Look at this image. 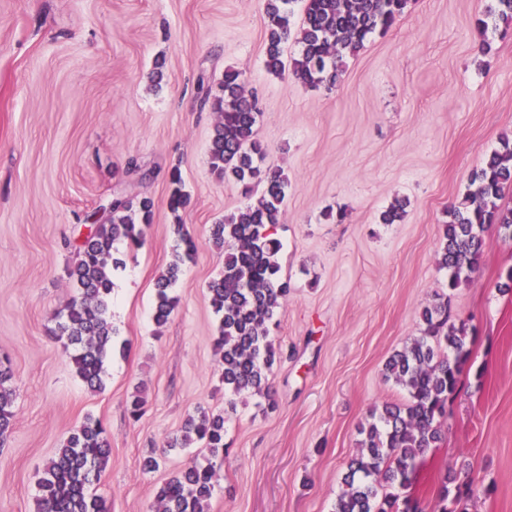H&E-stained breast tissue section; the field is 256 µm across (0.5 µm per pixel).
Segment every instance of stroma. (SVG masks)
<instances>
[{
    "label": "stroma",
    "mask_w": 512,
    "mask_h": 512,
    "mask_svg": "<svg viewBox=\"0 0 512 512\" xmlns=\"http://www.w3.org/2000/svg\"><path fill=\"white\" fill-rule=\"evenodd\" d=\"M486 4L414 0L328 91L266 71L261 0H0V356L16 387L0 512H36L47 461L89 414L112 448L95 487L112 512H153L159 486L203 459L204 449L164 445L196 408L226 402L206 291L224 254L209 229L246 197L210 168L218 115L201 108L199 86L228 67L257 98L268 164L289 180L277 236L290 293L274 333L278 406L236 397L209 512H332L370 409L406 397L385 381L386 359L418 336L421 310L443 292L452 320L477 333L443 440L418 459L408 493L431 510L446 473L467 474L482 489L458 512H512V293L497 288L512 240L489 228L474 279L450 292L436 264L449 205L512 136V33L477 54ZM175 167L191 196L177 216L167 206ZM118 193L151 197L154 218L139 248L118 246L110 315L129 350L107 358L93 392L54 339V314L75 295L66 270L76 244ZM396 198L403 221L381 223ZM177 223L196 255L159 328L154 284ZM136 391L137 420L127 411ZM151 452L160 466L147 473L140 459Z\"/></svg>",
    "instance_id": "stroma-1"
}]
</instances>
